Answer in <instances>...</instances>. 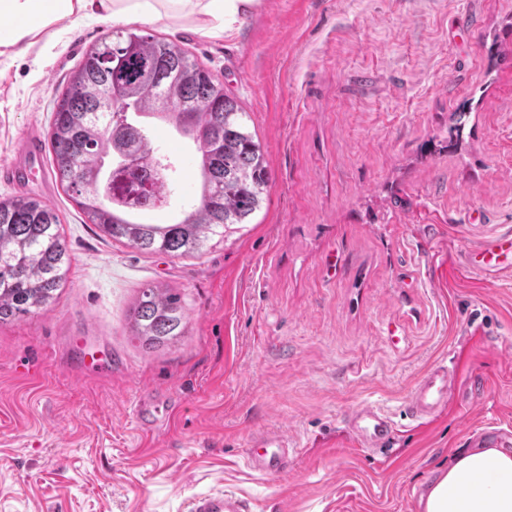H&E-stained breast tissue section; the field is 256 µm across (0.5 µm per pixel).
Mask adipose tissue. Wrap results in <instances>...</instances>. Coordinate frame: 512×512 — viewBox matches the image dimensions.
Segmentation results:
<instances>
[{
	"label": "adipose tissue",
	"instance_id": "ef3b65f1",
	"mask_svg": "<svg viewBox=\"0 0 512 512\" xmlns=\"http://www.w3.org/2000/svg\"><path fill=\"white\" fill-rule=\"evenodd\" d=\"M258 0H0V16L12 19L0 48L19 46L38 30L75 15L115 23L171 18L190 10L217 39L236 35ZM422 512H512V448H464L424 488Z\"/></svg>",
	"mask_w": 512,
	"mask_h": 512
}]
</instances>
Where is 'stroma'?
I'll return each instance as SVG.
<instances>
[{
    "label": "stroma",
    "mask_w": 512,
    "mask_h": 512,
    "mask_svg": "<svg viewBox=\"0 0 512 512\" xmlns=\"http://www.w3.org/2000/svg\"><path fill=\"white\" fill-rule=\"evenodd\" d=\"M199 23L136 29L184 46L249 113L270 175L261 205L172 257L86 223L50 165L30 179L61 216L70 267L55 301L0 324V512H190L224 491L250 512H419L474 429L512 426V279L460 262L512 228V0H260L224 41ZM111 26L74 16L0 56V165L46 139ZM150 132L174 166L165 222L198 196V153L159 122ZM148 286L178 291L186 317L155 349L131 334ZM82 347L101 370L80 365ZM437 362L455 367L457 398L409 422ZM152 394L175 412L147 434L131 409ZM366 403L394 416L388 449L344 430ZM270 429L302 442L273 478L245 462Z\"/></svg>",
    "instance_id": "stroma-1"
}]
</instances>
